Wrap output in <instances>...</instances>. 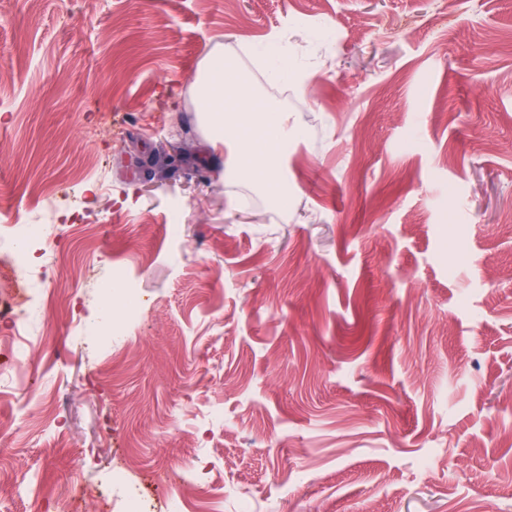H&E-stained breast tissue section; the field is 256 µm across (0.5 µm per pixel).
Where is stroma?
Masks as SVG:
<instances>
[{
    "label": "stroma",
    "instance_id": "1",
    "mask_svg": "<svg viewBox=\"0 0 512 512\" xmlns=\"http://www.w3.org/2000/svg\"><path fill=\"white\" fill-rule=\"evenodd\" d=\"M469 6L0 9V215L66 184L30 372L0 393V512L130 485L154 512H512V0L460 27ZM275 36L288 203L246 206L195 83ZM130 298L117 336L67 342ZM182 465L202 486L155 475Z\"/></svg>",
    "mask_w": 512,
    "mask_h": 512
}]
</instances>
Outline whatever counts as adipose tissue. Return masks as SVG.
I'll use <instances>...</instances> for the list:
<instances>
[{
    "label": "adipose tissue",
    "mask_w": 512,
    "mask_h": 512,
    "mask_svg": "<svg viewBox=\"0 0 512 512\" xmlns=\"http://www.w3.org/2000/svg\"><path fill=\"white\" fill-rule=\"evenodd\" d=\"M198 85L203 120L213 142L224 141L227 131H235L238 175L259 184L276 200L285 201L288 188L279 170L288 148L287 114L270 103H258L256 93L230 75L220 54L203 63ZM244 103L252 104V111L241 112Z\"/></svg>",
    "instance_id": "obj_1"
}]
</instances>
